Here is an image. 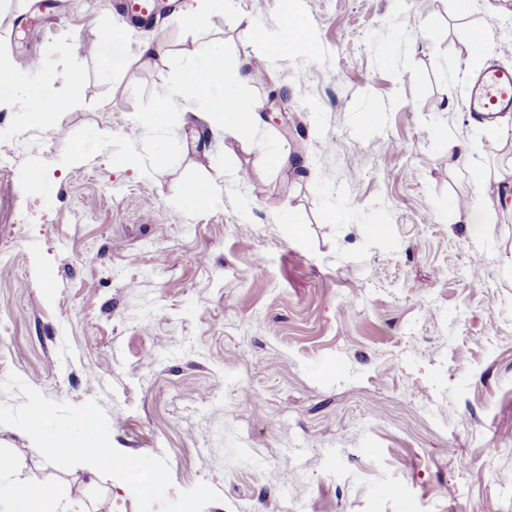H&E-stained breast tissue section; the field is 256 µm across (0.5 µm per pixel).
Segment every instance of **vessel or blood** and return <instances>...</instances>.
Returning a JSON list of instances; mask_svg holds the SVG:
<instances>
[{"label":"vessel or blood","mask_w":512,"mask_h":512,"mask_svg":"<svg viewBox=\"0 0 512 512\" xmlns=\"http://www.w3.org/2000/svg\"><path fill=\"white\" fill-rule=\"evenodd\" d=\"M465 108L471 115L490 119L512 112V69L489 63L472 79L465 99Z\"/></svg>","instance_id":"obj_1"}]
</instances>
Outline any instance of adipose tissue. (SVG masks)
I'll use <instances>...</instances> for the list:
<instances>
[{"label": "adipose tissue", "instance_id": "ef3b65f1", "mask_svg": "<svg viewBox=\"0 0 512 512\" xmlns=\"http://www.w3.org/2000/svg\"><path fill=\"white\" fill-rule=\"evenodd\" d=\"M282 36L256 24L244 29L246 39L262 47L267 58L280 55L286 44L307 45L311 36L307 28L296 20L289 8L281 10ZM181 105L183 111L206 114L212 126H231L236 132L247 133L258 114L246 111L243 97L230 89V79L224 68V51L216 44L206 42L196 45L186 55L182 64L180 81L159 97L155 108L138 117L137 127L160 128L168 124L173 105Z\"/></svg>", "mask_w": 512, "mask_h": 512}]
</instances>
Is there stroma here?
I'll list each match as a JSON object with an SVG mask.
<instances>
[{
	"label": "stroma",
	"mask_w": 512,
	"mask_h": 512,
	"mask_svg": "<svg viewBox=\"0 0 512 512\" xmlns=\"http://www.w3.org/2000/svg\"><path fill=\"white\" fill-rule=\"evenodd\" d=\"M38 2L0 0V60L21 79L0 97V379L97 401L118 451L220 493L205 512H512V196L490 193L512 136L464 105L487 63L512 66V0H292L314 46L233 86L277 99V121L241 138L178 113L133 139L190 48L223 45L236 72L246 23L279 30L278 0L193 29L195 0H166L126 30L132 75L109 77L82 39L116 27L113 8ZM33 96L53 106L37 126ZM210 178L222 205L185 206V183ZM459 196L482 233L451 222ZM0 453L2 482L138 512L124 482L90 486L17 428Z\"/></svg>",
	"instance_id": "obj_1"
}]
</instances>
